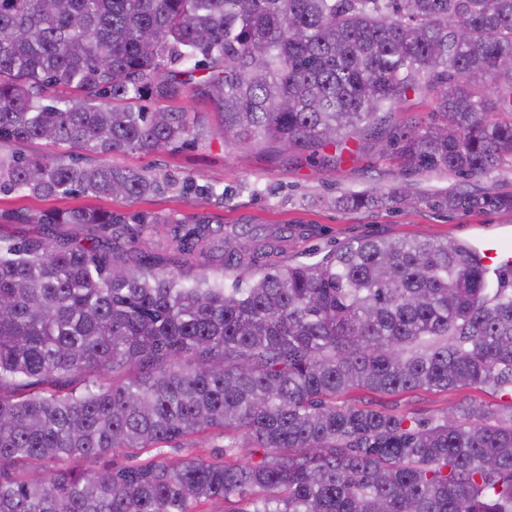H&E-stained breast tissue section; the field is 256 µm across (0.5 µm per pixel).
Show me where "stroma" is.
I'll list each match as a JSON object with an SVG mask.
<instances>
[{"mask_svg":"<svg viewBox=\"0 0 512 512\" xmlns=\"http://www.w3.org/2000/svg\"><path fill=\"white\" fill-rule=\"evenodd\" d=\"M170 106L198 113L203 135L174 150L115 152L105 158L113 168L157 178L165 185L162 193L127 199L91 195L40 199L18 191L0 192V237L41 235L40 225L15 223L17 214L82 206L126 215L202 216L209 218L219 233H237L249 245L287 229L283 250L261 256L259 264L252 267L257 273L266 263L318 262L338 243L362 237L414 236L472 244L512 232V211L463 214L438 207V195L460 188L457 177L440 172L414 173L392 160H377L369 141L351 142L350 153L338 166L306 155L285 159L262 143H225L219 133L221 118L202 96L187 94L171 101ZM186 183L191 184V191H183ZM399 187L409 189L413 203L391 198V191ZM354 192L373 193L380 201L362 211L339 206V198ZM468 396L489 404L499 418L512 417V398L473 388L394 396H375L363 390L352 394L355 401L372 400L381 410L424 419L437 417Z\"/></svg>","mask_w":512,"mask_h":512,"instance_id":"stroma-1","label":"stroma"}]
</instances>
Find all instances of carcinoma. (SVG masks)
Masks as SVG:
<instances>
[{
	"mask_svg": "<svg viewBox=\"0 0 512 512\" xmlns=\"http://www.w3.org/2000/svg\"><path fill=\"white\" fill-rule=\"evenodd\" d=\"M189 88L235 145L337 147L321 159L339 164L365 135L407 170L489 177L512 167V0H0V191L160 192L76 156L196 138L198 115L138 106ZM410 91L436 98L431 122L387 130ZM40 140L64 153H26ZM438 205L512 210V192ZM17 222L44 232L0 245V512H512V423L486 404L428 421L348 400L511 396L512 267L454 240L381 237L187 286L134 248L148 225H170V254L219 252L226 271L249 250L186 217L125 229L79 207ZM59 224L110 227L112 246ZM230 431L261 458L162 456ZM123 451L155 455L73 466Z\"/></svg>",
	"mask_w": 512,
	"mask_h": 512,
	"instance_id": "obj_1",
	"label": "carcinoma"
}]
</instances>
